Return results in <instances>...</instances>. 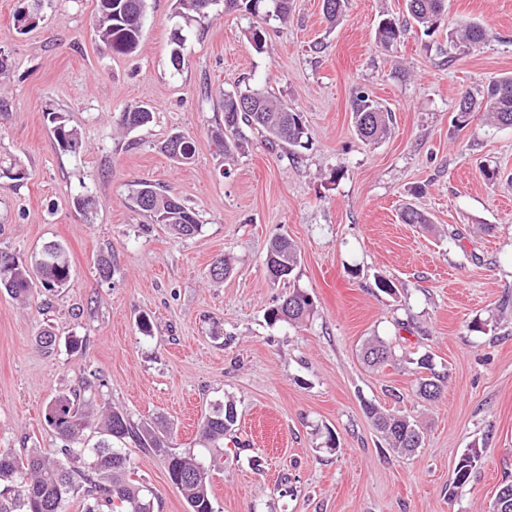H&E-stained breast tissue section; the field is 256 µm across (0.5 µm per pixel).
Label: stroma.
I'll return each instance as SVG.
<instances>
[{"instance_id":"1","label":"stroma","mask_w":512,"mask_h":512,"mask_svg":"<svg viewBox=\"0 0 512 512\" xmlns=\"http://www.w3.org/2000/svg\"><path fill=\"white\" fill-rule=\"evenodd\" d=\"M20 5L0 0V157L29 176L0 187V252L31 263L60 243L71 277L55 293L0 290V449L57 447L49 403L94 376L97 410L162 427L182 454H201L199 422L234 403L224 464L210 473L217 512H492L499 484L512 481V127L488 126L480 112L458 127L453 116L462 91L480 94L512 74V0H448L446 25L478 22L486 39L477 46L412 27L381 47L377 24L405 19L404 0H348L333 23L322 0H293L258 51L245 37L256 17L219 7L194 29L179 70L170 63L176 0H148L131 56L102 51L97 0H45L25 32L14 20ZM244 86L302 112L309 149L290 157L247 129L241 149L220 151L211 138L224 121L220 94ZM357 87L394 113L372 146L351 123ZM139 104L154 120L125 132L116 119ZM52 112L78 130L82 152L62 150ZM175 132L193 138L192 163L162 151ZM139 180L172 189L198 212L201 233L181 237L131 209ZM81 193L92 214L74 208ZM408 203L430 224L403 223ZM280 234L301 261L275 286L265 258ZM220 256L233 269L214 279ZM380 275L394 293L377 288ZM293 286L312 297L313 317L268 321ZM143 315L151 334L138 328ZM45 330L84 337L86 349L44 352ZM374 337L394 351L379 370L361 358ZM424 354L447 376L432 404L415 393ZM369 404L418 420L423 447L393 452ZM474 447L481 459L455 486L456 464ZM130 453L158 512H188L163 457Z\"/></svg>"}]
</instances>
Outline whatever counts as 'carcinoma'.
Returning a JSON list of instances; mask_svg holds the SVG:
<instances>
[{
	"label": "carcinoma",
	"instance_id": "obj_1",
	"mask_svg": "<svg viewBox=\"0 0 512 512\" xmlns=\"http://www.w3.org/2000/svg\"><path fill=\"white\" fill-rule=\"evenodd\" d=\"M42 0H29L21 7L15 21L21 31L35 26ZM178 13L184 20L181 41L172 42L170 62L174 69L185 63L184 46L192 27L210 16L215 0H177ZM229 9H245L263 21H285L291 9V0H225ZM407 13L412 23L427 33L439 30L448 12V0H407ZM147 20V0H98L95 31L105 52L112 55H131L141 43ZM408 24L393 17L383 18L376 31V40L382 45L399 41L406 34ZM462 39L471 45L484 40L483 28L469 23L459 29L448 30V39ZM224 124L212 131V138L220 150L228 155L240 147L242 126L260 130L266 141L296 156L309 148V136L303 114L288 106L268 91L246 87L221 94ZM475 111L484 114L486 122L494 127H512V75L490 81L481 99L470 91L460 93L454 122L459 127L468 124ZM351 115L357 135L368 144L382 140L389 132L392 111L371 95L357 87L351 95ZM153 120L147 105H136L121 113L118 125L128 131L146 126ZM53 134L67 151L76 154L83 148L78 130L70 127L62 115L52 117ZM181 141L180 154L171 159L188 164L195 156V143L190 137L175 133ZM28 178V171L15 159L0 160V181L12 182L18 187ZM131 206L149 217L153 224H163L184 237L202 231L197 212L187 207L173 193L161 192L147 181L135 183L130 196ZM49 262L30 267L15 257L0 253L8 260L0 271V288L16 296L27 295L34 283L47 291L64 287L70 279V262L64 246L49 243ZM300 261L298 247L286 235L270 242L266 266L273 282L289 279ZM314 313V302L309 295L295 288L279 299L267 317L272 322L300 324ZM363 359L379 369L393 359L391 347L384 341L373 339L363 348ZM419 378L417 394L426 401L441 398L446 378L435 371L428 355L417 361ZM95 388L91 382L68 394H62L49 404V409L59 412V417L49 422L59 446L50 450L32 448L25 454L11 450L0 451V512H64L72 503L80 512H155L152 490L135 478L136 471L131 455L117 444L132 441L136 447L164 457L167 476L180 483L188 512H217L209 481V468L224 457V436L237 423V410L233 403L217 405L204 416L199 424V442L204 446L201 456L180 454L168 446L164 433L149 424L133 422L126 413L112 409L105 413L104 421L97 422L93 404ZM375 429L381 433L388 446L398 454H409L421 447L424 431L421 424L405 414L388 413L373 405L365 407ZM97 440H92V433ZM480 461V451L470 448L464 453L455 469L454 484L468 482L473 469ZM512 481H504L497 491L493 512H512Z\"/></svg>",
	"mask_w": 512,
	"mask_h": 512
}]
</instances>
